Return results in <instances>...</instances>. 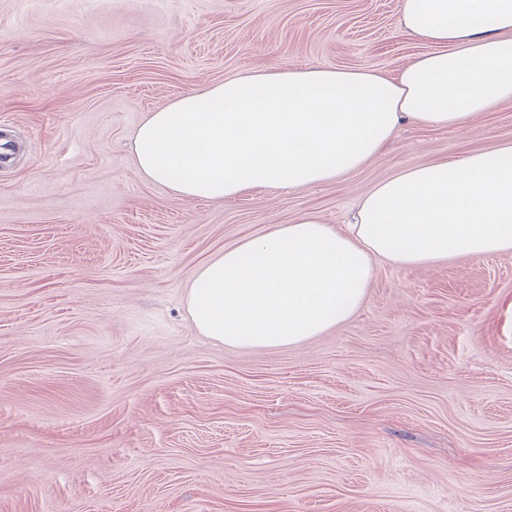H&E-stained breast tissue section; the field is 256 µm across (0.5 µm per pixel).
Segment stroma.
Instances as JSON below:
<instances>
[{"label": "stroma", "instance_id": "obj_1", "mask_svg": "<svg viewBox=\"0 0 512 512\" xmlns=\"http://www.w3.org/2000/svg\"><path fill=\"white\" fill-rule=\"evenodd\" d=\"M400 0H0V512H512V252L379 266L300 344L232 348L196 270L402 168L512 143V101L407 123L356 172L235 199L147 181L186 90L312 65L396 76Z\"/></svg>", "mask_w": 512, "mask_h": 512}]
</instances>
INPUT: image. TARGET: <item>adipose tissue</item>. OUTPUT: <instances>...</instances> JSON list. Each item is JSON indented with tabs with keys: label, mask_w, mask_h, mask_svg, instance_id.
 Returning <instances> with one entry per match:
<instances>
[{
	"label": "adipose tissue",
	"mask_w": 512,
	"mask_h": 512,
	"mask_svg": "<svg viewBox=\"0 0 512 512\" xmlns=\"http://www.w3.org/2000/svg\"><path fill=\"white\" fill-rule=\"evenodd\" d=\"M400 27L428 49L394 78L311 66L187 90L135 129L137 168L185 200L303 188L354 172L402 122L458 128L512 100V0H401ZM510 251L506 143L402 168L347 230L306 214L240 240L198 268L188 307L225 346H292L349 320L379 265Z\"/></svg>",
	"instance_id": "adipose-tissue-1"
}]
</instances>
